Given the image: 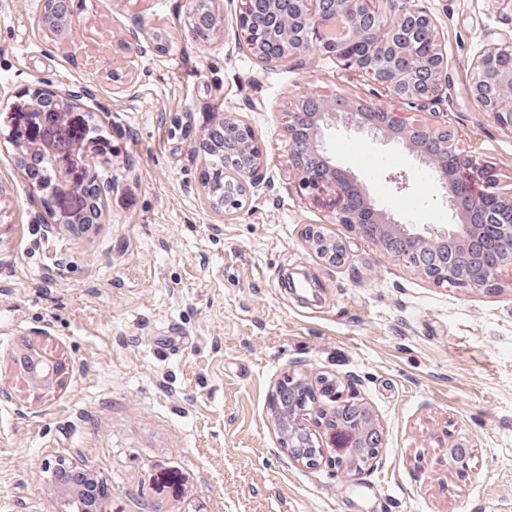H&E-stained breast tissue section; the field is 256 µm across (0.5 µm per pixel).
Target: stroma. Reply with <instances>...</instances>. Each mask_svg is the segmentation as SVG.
Returning a JSON list of instances; mask_svg holds the SVG:
<instances>
[{"label":"stroma","instance_id":"stroma-1","mask_svg":"<svg viewBox=\"0 0 512 512\" xmlns=\"http://www.w3.org/2000/svg\"><path fill=\"white\" fill-rule=\"evenodd\" d=\"M43 0H0V512H61L46 463L105 477L103 512H512V292L439 286L299 192L285 112L299 100H370L361 78L312 52L268 69L216 0L209 40L190 0H74L66 39ZM448 54L437 114L384 98L411 125H448L512 191V137L467 92L478 53L512 40V0H419ZM137 30L147 48L124 47ZM86 88L78 111L112 141L95 224L56 225L10 136L14 102L42 85ZM250 125L267 156L231 212L201 186L208 128ZM330 155L376 208L408 224L452 218L402 146L336 124ZM405 170L410 192L384 172ZM54 232H46L48 224ZM317 226L347 248L325 264ZM47 348L66 369L34 392L13 356ZM333 378L377 415L379 464L343 480L295 463L269 397L294 376ZM470 447L448 468V448Z\"/></svg>","mask_w":512,"mask_h":512}]
</instances>
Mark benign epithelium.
Returning a JSON list of instances; mask_svg holds the SVG:
<instances>
[{
	"label": "benign epithelium",
	"mask_w": 512,
	"mask_h": 512,
	"mask_svg": "<svg viewBox=\"0 0 512 512\" xmlns=\"http://www.w3.org/2000/svg\"><path fill=\"white\" fill-rule=\"evenodd\" d=\"M57 0H44L42 26L56 38L66 37L73 22L71 0L57 9ZM280 0H242L239 26L255 59L266 66H274L286 59L293 60L310 52H319L336 60L338 67L364 79L372 95L390 96L411 107L430 110L442 101L448 90V55L442 49L439 27L435 17L418 6V0H406L401 13L392 18L379 10L373 0H289L291 15L288 26L280 23L277 5ZM267 16V26L254 31L246 25L249 10ZM425 35L432 46L431 53L420 59L414 69L403 61L412 55L419 35ZM495 61L512 63V45L484 49L475 57L469 70L468 93L479 109L487 113L498 129L512 135V99L501 94V88L512 83V69L507 71L492 66ZM80 93H64L37 88L29 99L13 112V134L21 152L20 161L33 157H56L59 163L48 175H36L24 167L33 180V187L42 200L56 198L59 224H92L99 213V205L112 191V184L102 181L92 171L88 148L79 137L73 118L74 100ZM315 108L308 146L323 162V168L309 172L301 167L302 158L294 149L293 127H288L289 161L301 168L299 189L303 196L319 202L329 198L332 221L346 225L360 238L369 235L364 224L375 225L369 236L380 242L387 235L400 234L421 247L424 255L412 269L437 285L448 284L469 287L462 269L479 257L483 237L495 236L508 242L501 253L497 271L488 291L504 289L502 273L512 272V222L508 224H479L475 215L483 210L497 212L512 209V194L502 192L492 171L481 168L467 151L459 148L454 135L445 125L408 126L395 112H388L372 102L355 103L338 95L332 104L311 102L307 99L295 104L292 113L308 106ZM339 117L345 125L365 130L375 138L396 142L413 155L425 160L434 145L454 153V165L435 170L434 181L456 224H403L391 213L379 210L366 199V192L350 172L337 166L325 147V131L330 121ZM211 143L209 154L224 158V172L243 195L262 178L267 162L266 154L254 134L244 140H223L207 132ZM356 190L364 198V206H349L347 192ZM317 251L328 262L342 261L343 246L324 243ZM14 364L32 390L49 394L55 389L63 366L46 349L29 344L14 357ZM323 393L330 396L333 405H351L343 392L334 390L328 378L321 377ZM278 395L272 393L270 406L285 436L283 444L289 456L308 468L324 462L323 450L317 447L316 430L307 419L306 404L298 401L288 408L278 406ZM367 420L363 426H340L330 412L319 410L316 424L328 430L332 447L339 454L330 459L337 472L357 476L362 471L355 458V449L371 443L368 460L377 458L380 451V422L372 408L357 402Z\"/></svg>",
	"instance_id": "1"
}]
</instances>
